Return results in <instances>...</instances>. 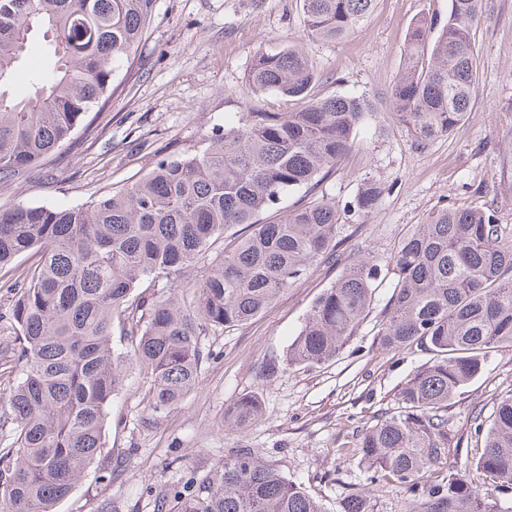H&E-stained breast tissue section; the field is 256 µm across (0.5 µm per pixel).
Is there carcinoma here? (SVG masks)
Masks as SVG:
<instances>
[{
	"label": "carcinoma",
	"mask_w": 512,
	"mask_h": 512,
	"mask_svg": "<svg viewBox=\"0 0 512 512\" xmlns=\"http://www.w3.org/2000/svg\"><path fill=\"white\" fill-rule=\"evenodd\" d=\"M309 34L344 38L376 0H300ZM155 0H0V184L20 181L72 139L114 92L151 22ZM481 0H450L448 19L411 28L393 112L422 146L451 132L474 99L470 37ZM42 32L35 47L32 33ZM38 50L51 65L33 91L10 85ZM249 81L259 94L299 98L297 112H238L196 151L164 156L139 181L74 207L21 204L0 211V286L13 292L14 337L4 364L19 373L5 400L10 441L0 447V512H56L104 447L112 398L128 369L149 382L152 410L178 404L198 380L207 329L244 324L314 261H336L342 215L373 212L381 187L363 180L353 203L318 198L281 208L288 192H312L355 146L370 112L362 96L313 99L314 81L294 47L259 51ZM275 211L277 220L261 215ZM242 226L241 233L229 230ZM223 244L220 259L210 258ZM28 254L33 261L21 265ZM397 276L378 330L386 350L413 346L429 360L396 393L398 411L370 426L346 454L369 475L340 512H374L377 493L404 492L410 512H501L512 492V395L487 419L474 474L446 466L462 453L448 434V404L512 348V226L486 211L445 206L395 248ZM199 268L193 295L182 272ZM157 291L137 292L144 280ZM378 268L365 255L343 267L315 300L288 346V365L334 359L372 302ZM119 326L127 346L112 344ZM262 411L243 395L224 410L242 427ZM177 512H327L304 487L249 452L177 494Z\"/></svg>",
	"instance_id": "cac0c4a2"
}]
</instances>
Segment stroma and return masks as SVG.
I'll return each instance as SVG.
<instances>
[{
    "label": "stroma",
    "instance_id": "1",
    "mask_svg": "<svg viewBox=\"0 0 512 512\" xmlns=\"http://www.w3.org/2000/svg\"><path fill=\"white\" fill-rule=\"evenodd\" d=\"M449 0H377L363 25L338 41L308 38L299 0H156L155 18L134 61L122 64L109 103L93 109L72 143L18 184H0V210L19 204L70 207L139 180L164 156L201 145L225 119L253 106L290 112L298 100L257 95L248 81L256 52L302 47L318 98L362 95L374 108L358 145L317 187L338 204L357 196L363 177L383 188L369 215L346 216L337 234L340 265L314 262L255 319L199 337L209 357L183 400L160 413L144 399L147 385L127 372L113 399L106 445L57 512H173V490L215 465L249 452L277 467L339 512L344 496L366 488V474L342 456L395 393L428 360L418 349L383 351L377 332L396 279L395 243L444 206L491 211L512 225V0H481L472 31L477 59L474 103L450 134L418 147L396 118L390 92L403 47L421 17L447 19ZM367 252L380 270L373 304L335 359L317 367L282 362L314 300L341 264ZM260 395L261 416L240 430L224 426V409ZM512 394V350L493 353L481 376L448 408V427L469 472L483 443L471 437L470 411L492 413Z\"/></svg>",
    "mask_w": 512,
    "mask_h": 512
}]
</instances>
